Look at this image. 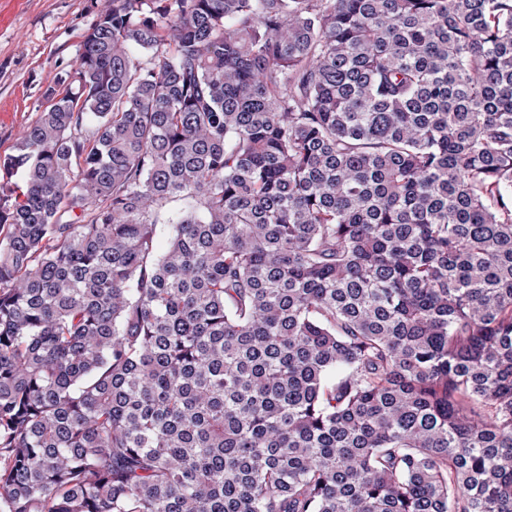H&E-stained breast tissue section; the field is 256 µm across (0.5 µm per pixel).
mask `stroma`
<instances>
[{"mask_svg":"<svg viewBox=\"0 0 512 512\" xmlns=\"http://www.w3.org/2000/svg\"><path fill=\"white\" fill-rule=\"evenodd\" d=\"M99 0H24L0 27V157L49 101L45 91L55 74L75 66L83 34L96 20Z\"/></svg>","mask_w":512,"mask_h":512,"instance_id":"35a3bbf8","label":"stroma"}]
</instances>
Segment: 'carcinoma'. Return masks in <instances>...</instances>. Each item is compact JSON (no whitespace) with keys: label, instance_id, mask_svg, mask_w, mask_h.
<instances>
[{"label":"carcinoma","instance_id":"obj_1","mask_svg":"<svg viewBox=\"0 0 512 512\" xmlns=\"http://www.w3.org/2000/svg\"><path fill=\"white\" fill-rule=\"evenodd\" d=\"M47 98L0 512H512V0H104Z\"/></svg>","mask_w":512,"mask_h":512}]
</instances>
